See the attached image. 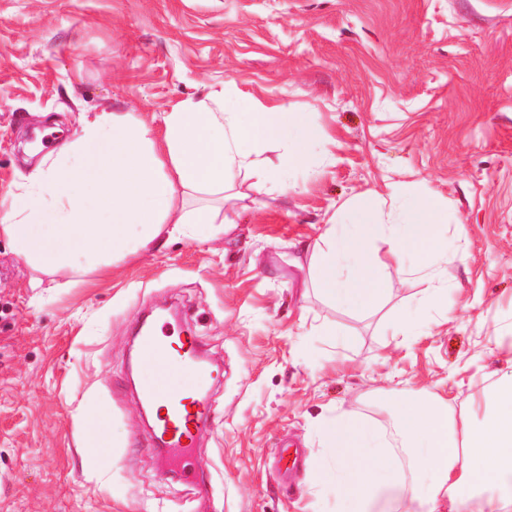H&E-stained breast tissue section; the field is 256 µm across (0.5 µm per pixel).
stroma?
I'll list each match as a JSON object with an SVG mask.
<instances>
[{"label": "stroma", "instance_id": "stroma-1", "mask_svg": "<svg viewBox=\"0 0 512 512\" xmlns=\"http://www.w3.org/2000/svg\"><path fill=\"white\" fill-rule=\"evenodd\" d=\"M220 88L333 143L290 168L282 144L266 146L288 193L233 173L209 240L108 269L40 270L0 236V512H331L335 486L315 496L307 469L328 454L319 420L387 425L385 389L465 410L505 369L493 345L512 315V0H0V201L31 167V130L63 143L80 113L158 121ZM393 182V215L434 195L443 224L467 230L448 261L453 320L426 316L408 338L388 324L422 285L403 280L391 243H372L395 284L375 313L325 302L309 274L335 207ZM172 304L175 330L224 372L195 448L204 495L162 467L128 370L138 320ZM98 412L93 436L80 418ZM288 442L305 461L292 473L274 463Z\"/></svg>", "mask_w": 512, "mask_h": 512}]
</instances>
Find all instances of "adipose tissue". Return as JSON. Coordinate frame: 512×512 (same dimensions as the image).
<instances>
[{
	"instance_id": "1",
	"label": "adipose tissue",
	"mask_w": 512,
	"mask_h": 512,
	"mask_svg": "<svg viewBox=\"0 0 512 512\" xmlns=\"http://www.w3.org/2000/svg\"><path fill=\"white\" fill-rule=\"evenodd\" d=\"M64 162H40L19 183L0 233L28 264L51 271L107 266L162 237H207L223 223L225 177L254 166L267 143L285 144L301 164L318 133L292 134L278 105L212 91L163 116L162 128L130 112H87ZM202 204L175 207L177 193ZM378 404L401 438L370 420L342 413L319 431L333 453L315 461L317 484L336 487L335 512H512V373L499 380L495 410L483 418L442 397L385 390Z\"/></svg>"
}]
</instances>
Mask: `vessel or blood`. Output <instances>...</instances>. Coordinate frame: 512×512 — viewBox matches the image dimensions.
<instances>
[{
    "mask_svg": "<svg viewBox=\"0 0 512 512\" xmlns=\"http://www.w3.org/2000/svg\"><path fill=\"white\" fill-rule=\"evenodd\" d=\"M141 364L173 362L191 379L185 388L162 391L149 384L142 390L144 401L156 411L154 443L160 453L174 461H186L197 430L208 422L212 409L205 395L215 375L200 362V344L195 336H171L165 323L144 329L140 334Z\"/></svg>",
    "mask_w": 512,
    "mask_h": 512,
    "instance_id": "vessel-or-blood-1",
    "label": "vessel or blood"
}]
</instances>
